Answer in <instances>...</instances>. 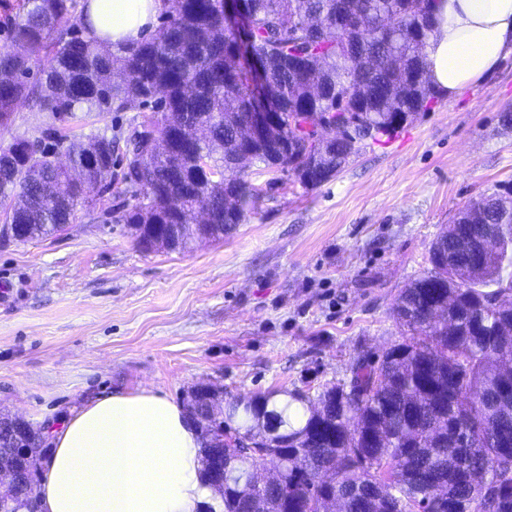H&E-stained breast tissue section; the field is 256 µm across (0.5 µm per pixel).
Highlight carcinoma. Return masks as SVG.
<instances>
[{
	"label": "carcinoma",
	"mask_w": 512,
	"mask_h": 512,
	"mask_svg": "<svg viewBox=\"0 0 512 512\" xmlns=\"http://www.w3.org/2000/svg\"><path fill=\"white\" fill-rule=\"evenodd\" d=\"M247 52L259 63L256 83L235 59L236 36L224 32V0H178L149 39L117 55L85 35L80 0H14L0 47V129L19 108L53 121L0 147V222L23 225L24 241L52 236L80 218L112 217V206L85 195L69 167L100 156L85 170L103 191L122 185L132 204L118 220L143 244L144 225L183 250L195 239L200 211L214 219L209 237L236 230L261 190L252 168L293 175L306 189L332 179L365 146L392 139L431 109L438 91L425 57L437 0H244ZM40 78L32 82L35 65ZM271 86L274 137L248 142L251 94ZM79 112H133L120 171L105 132L77 134ZM358 117L346 138L315 150V123ZM321 178L308 168L312 151ZM429 249L430 268L403 288L392 317L403 328L378 371L362 369L358 395L334 400L341 384L313 398L273 390L235 398L210 412L211 399L191 394L188 413L203 435V461L224 445L218 417L261 445L243 456L224 451L225 465L247 478L229 482L217 512H421L440 493L447 512H512V184L458 212ZM492 229L494 257L470 277L464 255ZM286 395L306 406L294 429L277 409ZM43 437L16 417L0 416V466L36 469ZM18 448L27 449L19 455ZM265 452L283 460L277 491L249 475ZM28 487L0 501L22 512Z\"/></svg>",
	"instance_id": "cac0c4a2"
}]
</instances>
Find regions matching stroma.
I'll use <instances>...</instances> for the list:
<instances>
[{"mask_svg": "<svg viewBox=\"0 0 512 512\" xmlns=\"http://www.w3.org/2000/svg\"><path fill=\"white\" fill-rule=\"evenodd\" d=\"M509 110L512 57L317 188L253 175L262 198L235 232L181 251L114 220L0 241V414L46 434L115 392L184 406L202 384L229 399L347 380L400 340L390 310L439 231L512 182Z\"/></svg>", "mask_w": 512, "mask_h": 512, "instance_id": "1", "label": "stroma"}]
</instances>
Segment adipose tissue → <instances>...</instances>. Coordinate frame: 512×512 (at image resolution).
<instances>
[{
    "mask_svg": "<svg viewBox=\"0 0 512 512\" xmlns=\"http://www.w3.org/2000/svg\"><path fill=\"white\" fill-rule=\"evenodd\" d=\"M167 0H87L88 35L119 54L142 42ZM425 53L432 85L451 96L512 53V0H441ZM37 488L41 512H204L202 437L154 389L97 398L63 419Z\"/></svg>",
    "mask_w": 512,
    "mask_h": 512,
    "instance_id": "ef3b65f1",
    "label": "adipose tissue"
}]
</instances>
